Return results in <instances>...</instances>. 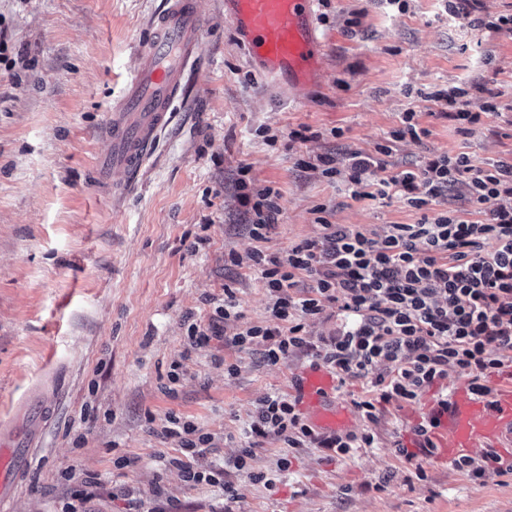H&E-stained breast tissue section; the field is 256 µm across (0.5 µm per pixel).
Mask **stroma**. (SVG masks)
I'll use <instances>...</instances> for the list:
<instances>
[{"label":"stroma","mask_w":512,"mask_h":512,"mask_svg":"<svg viewBox=\"0 0 512 512\" xmlns=\"http://www.w3.org/2000/svg\"><path fill=\"white\" fill-rule=\"evenodd\" d=\"M163 3L0 0V419L28 395L54 407L12 512H61L78 490L85 512H512V474L474 480L433 456H397L395 442L414 447L430 392L386 406L373 425L355 419L379 445L347 459L312 445L281 473L285 444L267 439L251 467L280 479L253 482L230 466L248 444L242 429L259 399L294 394L310 361L264 364L223 338L189 339L190 326L218 321L228 287L242 317L225 336L266 319L253 249L282 252L317 236L321 215L375 236L423 218L397 197L352 198L344 181L307 169L316 156L388 142L394 172L443 153H468L483 168L512 160V35L470 24L512 13V0H479L468 18L449 17L443 0H407L402 12L383 0H321L326 69L303 100L249 64L224 0H200L195 77L154 162L116 207L96 163ZM476 83L498 110L465 134L430 96ZM409 110L426 136L390 142ZM243 165L255 188L280 192L282 212L262 242L250 239L236 196ZM172 413L211 435L197 463L226 465L234 498L171 465L179 444L163 428Z\"/></svg>","instance_id":"1"}]
</instances>
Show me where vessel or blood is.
<instances>
[{
	"label": "vessel or blood",
	"instance_id": "1",
	"mask_svg": "<svg viewBox=\"0 0 512 512\" xmlns=\"http://www.w3.org/2000/svg\"><path fill=\"white\" fill-rule=\"evenodd\" d=\"M317 4L318 0H224V13L252 65L298 96L318 84L324 69ZM202 31L197 0H169L167 8L150 21L140 46V63L112 114L107 132L111 148L98 162L100 171L124 175L112 186L114 202H121L137 186L169 125L201 49ZM337 384L335 374L324 368L305 370L298 379L301 405L318 430L344 431L352 424L349 409L334 399ZM49 414L48 405H41L23 434L0 426V505L23 488ZM436 437L447 459L490 447L512 455V390L492 408L458 393Z\"/></svg>",
	"mask_w": 512,
	"mask_h": 512
}]
</instances>
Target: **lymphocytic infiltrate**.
Instances as JSON below:
<instances>
[{
    "mask_svg": "<svg viewBox=\"0 0 512 512\" xmlns=\"http://www.w3.org/2000/svg\"><path fill=\"white\" fill-rule=\"evenodd\" d=\"M433 99L444 104L448 118L468 127L496 109L457 87L436 91ZM390 153L389 144H380L374 154L354 152L342 163L322 155L315 168L331 181L345 176L355 199L397 196L419 209L447 200L456 187L464 209L390 224L377 237L322 218L318 236L286 252L255 250L269 316L228 339L242 350L261 349L273 365L304 354L312 365L330 368L342 386L355 377L369 379L370 395L352 405L371 423L383 406L419 400L449 370L464 374L470 393L484 399L491 393L488 378L512 368V162L482 169L467 153H444L394 173L386 162ZM248 173L245 166L238 170L237 199L249 216V236L260 241L277 221L280 194L253 189ZM492 199L498 205L490 210ZM303 277L311 286L299 294ZM330 308L344 317L343 328L311 339L307 322ZM297 404L280 394L258 402L244 429L250 446L234 458L235 470L248 471L254 448L273 436L294 450L316 443L341 458L378 442L369 430L319 436ZM165 434L178 440L181 456L174 464L185 482L217 484L220 469L194 464L209 447V434L175 414Z\"/></svg>",
    "mask_w": 512,
    "mask_h": 512,
    "instance_id": "obj_1",
    "label": "lymphocytic infiltrate"
}]
</instances>
